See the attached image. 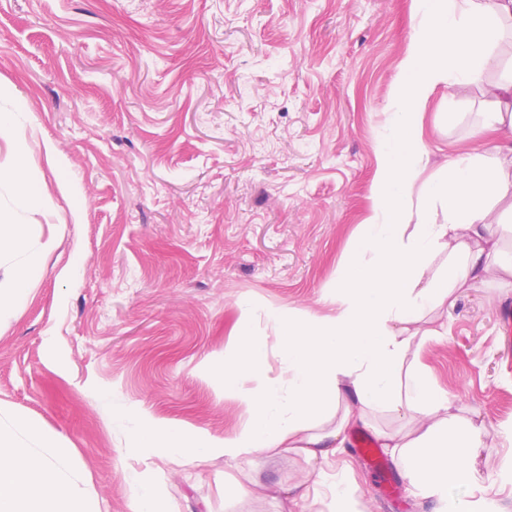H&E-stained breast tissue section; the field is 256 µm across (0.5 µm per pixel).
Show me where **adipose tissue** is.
Here are the masks:
<instances>
[{
  "instance_id": "ef3b65f1",
  "label": "adipose tissue",
  "mask_w": 512,
  "mask_h": 512,
  "mask_svg": "<svg viewBox=\"0 0 512 512\" xmlns=\"http://www.w3.org/2000/svg\"><path fill=\"white\" fill-rule=\"evenodd\" d=\"M411 13L369 212L330 294L335 314L294 316L241 302L240 353L207 374L221 388L251 377L248 420L218 436L135 412L125 451L156 466L129 470V512H170L158 480L166 465L214 456L254 463L276 448L323 464L341 453L349 427L370 425V412L379 410L406 417V425L382 433L383 446L409 483L436 501V512H475V460L489 433L452 413L409 353L414 342L435 337L426 319L457 292L479 282L512 285V253L501 246L512 234V206L499 207L512 199V60H500L512 39V0H411ZM462 86L481 95L469 136L491 149L458 154L421 180L423 109L437 88L453 94ZM40 209L33 193L22 211L0 205V323L27 303L57 246L24 219ZM258 318L271 324L272 336L255 333ZM312 482L327 487L331 512H358L350 463L333 478L316 470ZM0 512H102L68 439L1 406Z\"/></svg>"
}]
</instances>
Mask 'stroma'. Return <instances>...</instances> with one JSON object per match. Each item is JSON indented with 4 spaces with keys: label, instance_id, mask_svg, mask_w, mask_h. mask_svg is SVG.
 <instances>
[{
    "label": "stroma",
    "instance_id": "obj_1",
    "mask_svg": "<svg viewBox=\"0 0 512 512\" xmlns=\"http://www.w3.org/2000/svg\"><path fill=\"white\" fill-rule=\"evenodd\" d=\"M411 27V0H0V113L20 115L33 221L58 237L0 326V403L69 439L103 512H128L126 473L147 467L122 454L113 405L233 433L251 383L226 394L201 367L236 352L238 301L333 313ZM479 101L473 86L430 98L423 179L473 149ZM511 302L512 286L461 290L417 351L453 413L490 429L512 425ZM346 455L359 512H435L398 464L390 497ZM476 466V499L512 512V446L490 440ZM312 469L275 449L161 482L172 512H290L285 488Z\"/></svg>",
    "mask_w": 512,
    "mask_h": 512
}]
</instances>
